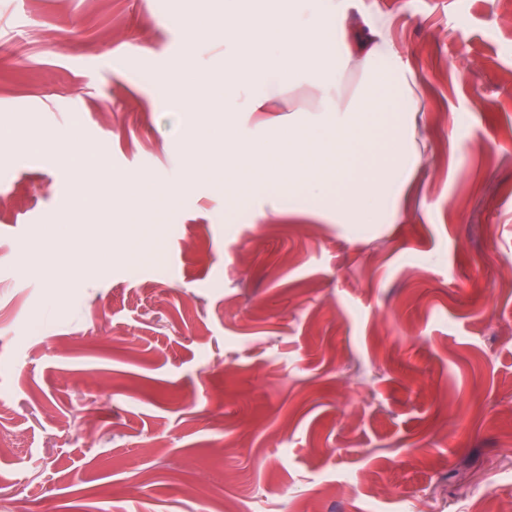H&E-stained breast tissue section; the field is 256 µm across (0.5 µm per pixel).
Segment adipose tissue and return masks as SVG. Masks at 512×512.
I'll return each mask as SVG.
<instances>
[{
    "label": "adipose tissue",
    "mask_w": 512,
    "mask_h": 512,
    "mask_svg": "<svg viewBox=\"0 0 512 512\" xmlns=\"http://www.w3.org/2000/svg\"><path fill=\"white\" fill-rule=\"evenodd\" d=\"M224 23L183 18L186 57L200 35L224 42V92L195 93L200 79L185 65L171 81L192 111L222 107L224 127L209 145L224 150V213L255 214L259 200H283L289 210L334 211L340 224H375L396 216L403 189L423 151L420 128L428 107L423 83L390 38L382 14L352 23L349 0H222ZM303 83L314 102L300 123L257 141L238 127L239 112H277L284 85ZM204 148L190 143L182 181L158 188L133 177L123 181L136 199L129 221L158 192L178 199L186 185L211 175Z\"/></svg>",
    "instance_id": "1"
}]
</instances>
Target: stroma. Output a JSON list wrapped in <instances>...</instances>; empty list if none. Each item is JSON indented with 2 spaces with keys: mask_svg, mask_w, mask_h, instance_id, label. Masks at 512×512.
Returning <instances> with one entry per match:
<instances>
[{
  "mask_svg": "<svg viewBox=\"0 0 512 512\" xmlns=\"http://www.w3.org/2000/svg\"><path fill=\"white\" fill-rule=\"evenodd\" d=\"M219 0H0V499L30 512H449L512 498V27L494 0H356L425 82L391 224L200 181L131 251L121 175L164 186L195 112L178 17ZM102 155L62 169L57 134ZM78 223L66 254L49 233ZM35 255H28V248ZM94 266L93 274L82 271ZM454 510L466 512H509L511 509H504L492 496H484L478 499L466 500L455 503Z\"/></svg>",
  "mask_w": 512,
  "mask_h": 512,
  "instance_id": "35a3bbf8",
  "label": "stroma"
}]
</instances>
